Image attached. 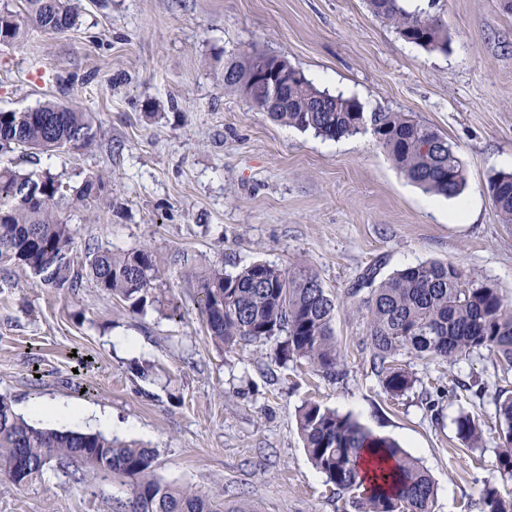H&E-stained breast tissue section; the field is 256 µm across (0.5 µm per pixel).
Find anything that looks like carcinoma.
<instances>
[{
  "label": "carcinoma",
  "mask_w": 512,
  "mask_h": 512,
  "mask_svg": "<svg viewBox=\"0 0 512 512\" xmlns=\"http://www.w3.org/2000/svg\"><path fill=\"white\" fill-rule=\"evenodd\" d=\"M22 2L20 12L0 10V44H21L31 26L60 33L79 21L80 0ZM368 2L407 42L430 52L447 51L448 26L442 19L408 11L404 0ZM277 61L288 75V89L269 109L265 89H250L248 83L262 64ZM224 70L229 72L224 89L241 94L250 89V103L275 122L329 140L370 127L377 145L425 192L455 198L466 187L463 164L448 138L404 112H366L354 97L333 95L295 77L296 69L276 56L243 54L224 62ZM97 132L93 113L65 101L0 109V151L74 153L89 148ZM106 186L103 175L91 174L75 188L76 200H98ZM66 189L47 172L0 167V269L20 268L41 287L68 295L90 279L132 313H144L159 302L154 290L161 272L152 249L102 250L88 244L85 259L74 260L70 225L56 209ZM489 192L503 223L512 224V172L493 174ZM180 265L182 277L196 289L195 304L213 343L242 346L283 334L274 350L276 363L302 358L328 381L343 376L334 334L338 305L316 272L305 266L285 271L261 261L233 273L202 270L185 254ZM378 275L379 268L372 265L358 276L346 311L365 320L373 369L388 394L400 396L416 382L398 364L404 353L451 362L487 350L512 366V308L494 285L467 282L456 265L442 261L422 262L381 279ZM365 288L367 296L358 298ZM496 412L498 466L512 475V392L498 394ZM297 425L310 462L339 493L360 488L359 462L365 454L371 457L376 484L361 492L358 512H430L434 482L420 460L395 441L315 402L298 409ZM456 427L464 443L477 447L481 430L474 418L462 413ZM56 469L72 471L78 481L112 484V512H247L242 506H226L222 491L201 495L188 485L162 481L151 448L101 433L37 426L0 395V485L19 489ZM482 503L483 512H512V503L490 485Z\"/></svg>",
  "instance_id": "cac0c4a2"
}]
</instances>
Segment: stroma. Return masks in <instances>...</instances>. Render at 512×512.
Masks as SVG:
<instances>
[{
  "instance_id": "obj_1",
  "label": "stroma",
  "mask_w": 512,
  "mask_h": 512,
  "mask_svg": "<svg viewBox=\"0 0 512 512\" xmlns=\"http://www.w3.org/2000/svg\"><path fill=\"white\" fill-rule=\"evenodd\" d=\"M448 24L447 51L408 43L367 0H82L78 24L30 29L0 45V109L50 98L94 113L99 135L78 153H0V166L32 168L80 185L102 172L100 201H58L77 249L154 251L160 305L129 311L85 283L78 295L41 288L24 270L0 276V395L28 414L36 403L81 409L63 430L99 431L157 454L167 482L203 495L246 498L255 512H356L309 462L296 411L315 401L352 415L419 458L436 485L432 512H482L485 486L512 502L497 465L495 400L512 367L488 351L449 363L402 355L418 380L401 396L372 368L362 319L334 324L342 379L303 359L275 363L273 345L214 346L193 291L173 263L187 252L228 271L252 261L314 270L338 304L357 276L427 260L497 286L512 303V224L488 192L512 171V0H420ZM274 55L319 89L366 111L406 112L453 143L467 175L459 199L432 207L366 132L336 141L270 121L224 88V60ZM466 218L452 214L458 205ZM147 363L150 379L135 367ZM472 415L482 442L459 439ZM112 488L47 471L20 490L0 486V512H112Z\"/></svg>"
}]
</instances>
